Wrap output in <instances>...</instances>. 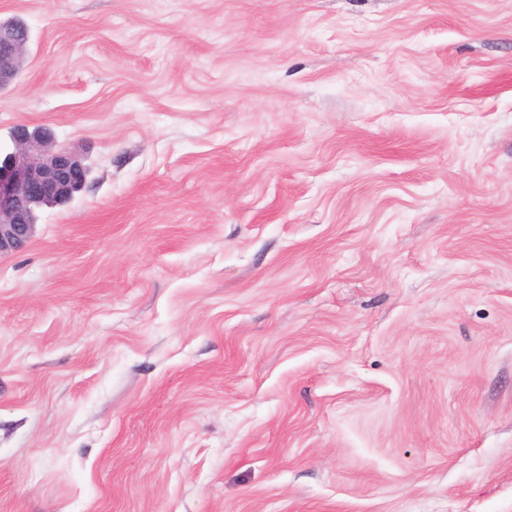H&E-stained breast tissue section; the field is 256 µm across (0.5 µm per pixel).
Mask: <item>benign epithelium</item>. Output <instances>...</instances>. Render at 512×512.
<instances>
[{
    "label": "benign epithelium",
    "instance_id": "benign-epithelium-1",
    "mask_svg": "<svg viewBox=\"0 0 512 512\" xmlns=\"http://www.w3.org/2000/svg\"><path fill=\"white\" fill-rule=\"evenodd\" d=\"M28 54L22 35L0 29V85L14 81ZM90 174L86 159L58 143L50 128L16 127L10 143L0 144V255L22 250L39 211L72 201Z\"/></svg>",
    "mask_w": 512,
    "mask_h": 512
}]
</instances>
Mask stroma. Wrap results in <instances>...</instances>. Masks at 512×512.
Wrapping results in <instances>:
<instances>
[{"instance_id":"stroma-1","label":"stroma","mask_w":512,"mask_h":512,"mask_svg":"<svg viewBox=\"0 0 512 512\" xmlns=\"http://www.w3.org/2000/svg\"><path fill=\"white\" fill-rule=\"evenodd\" d=\"M7 18L92 173L0 256V512H512V0Z\"/></svg>"}]
</instances>
